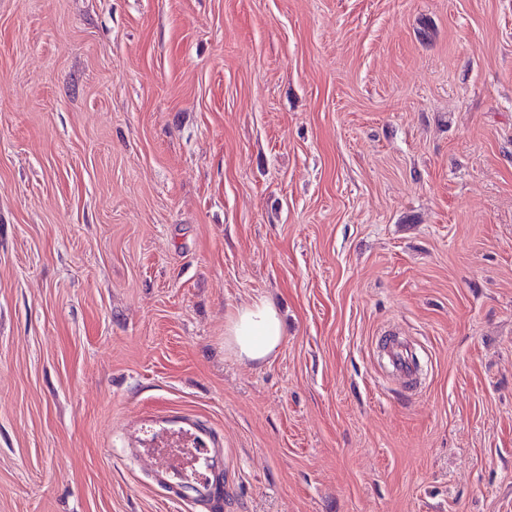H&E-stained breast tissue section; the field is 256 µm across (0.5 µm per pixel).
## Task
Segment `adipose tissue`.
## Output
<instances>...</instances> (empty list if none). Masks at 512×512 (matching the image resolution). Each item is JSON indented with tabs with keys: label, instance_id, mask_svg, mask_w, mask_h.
<instances>
[{
	"label": "adipose tissue",
	"instance_id": "adipose-tissue-1",
	"mask_svg": "<svg viewBox=\"0 0 512 512\" xmlns=\"http://www.w3.org/2000/svg\"><path fill=\"white\" fill-rule=\"evenodd\" d=\"M286 326L278 309L268 301L242 307L231 316L224 342L238 359L260 364L282 345Z\"/></svg>",
	"mask_w": 512,
	"mask_h": 512
}]
</instances>
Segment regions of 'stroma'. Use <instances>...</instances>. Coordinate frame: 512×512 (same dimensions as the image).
Masks as SVG:
<instances>
[{
  "label": "stroma",
  "mask_w": 512,
  "mask_h": 512,
  "mask_svg": "<svg viewBox=\"0 0 512 512\" xmlns=\"http://www.w3.org/2000/svg\"><path fill=\"white\" fill-rule=\"evenodd\" d=\"M156 416L223 512H512V0H0V512H193ZM286 336L285 322L278 309L271 302L259 301L231 316L224 342L241 361L260 364L268 361ZM382 350L393 372L405 382H417L415 378L418 372L417 358L407 345L398 339L388 337ZM216 445L209 429L188 420L169 423L164 418L140 421L127 435V448L150 458L153 478L174 493L190 489L196 502L219 506L208 471Z\"/></svg>",
  "instance_id": "stroma-1"
}]
</instances>
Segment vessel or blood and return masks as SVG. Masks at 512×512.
Masks as SVG:
<instances>
[{"label": "vessel or blood", "instance_id": "b4317fda", "mask_svg": "<svg viewBox=\"0 0 512 512\" xmlns=\"http://www.w3.org/2000/svg\"><path fill=\"white\" fill-rule=\"evenodd\" d=\"M382 350L393 372L414 382L418 363L411 349L390 337ZM127 446L134 454L150 458L153 478L161 487L175 493L191 490L195 501L207 503L213 512L218 508L219 496L208 475L215 449L209 429L188 420L172 424L164 419H146L129 432Z\"/></svg>", "mask_w": 512, "mask_h": 512}]
</instances>
